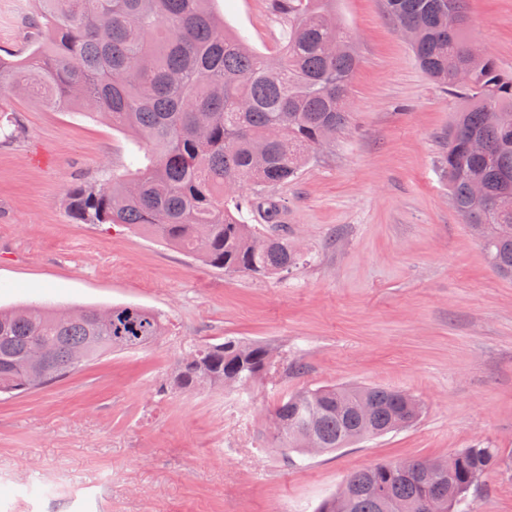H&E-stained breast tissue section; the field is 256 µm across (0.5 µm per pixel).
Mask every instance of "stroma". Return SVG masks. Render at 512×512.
Masks as SVG:
<instances>
[{
	"label": "stroma",
	"instance_id": "obj_1",
	"mask_svg": "<svg viewBox=\"0 0 512 512\" xmlns=\"http://www.w3.org/2000/svg\"><path fill=\"white\" fill-rule=\"evenodd\" d=\"M271 0H216L226 29L265 55L284 24ZM34 0H0V57L27 55ZM476 42L512 73V0H469ZM360 64L350 123L260 224L303 261L270 278L224 272L120 224H79L73 186L124 173L129 133L99 115L0 95V307L134 305L165 333L70 377L0 396V512H316L379 462L444 458L476 443L512 453V279L448 201L442 157L458 99L428 79L383 0H337ZM233 338L275 353L231 391H162L185 343ZM380 385L419 399L414 425L300 455L268 430L284 396ZM470 512H512V480L487 472Z\"/></svg>",
	"mask_w": 512,
	"mask_h": 512
}]
</instances>
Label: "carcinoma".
I'll return each instance as SVG.
<instances>
[{
    "label": "carcinoma",
    "mask_w": 512,
    "mask_h": 512,
    "mask_svg": "<svg viewBox=\"0 0 512 512\" xmlns=\"http://www.w3.org/2000/svg\"><path fill=\"white\" fill-rule=\"evenodd\" d=\"M214 0H38L26 19L39 33L28 56L0 58V76L35 103L56 111L78 107L105 115L147 148L133 155L131 173L68 191L79 224H125L198 256L228 273L268 277L287 273L302 256L286 237L260 236L245 223L233 196L243 183L260 194L257 208L275 223L282 205L263 192L296 179L323 142L344 130L346 103L358 56L336 28V0H271L288 23L279 50L263 55L224 29ZM466 0H384L397 28L413 26L410 47L420 68L461 106L448 128L443 172L455 212L483 243L491 267L512 276V237L491 230L512 225V73L488 52L470 53ZM460 26L448 33V13ZM480 138L481 152L471 150ZM483 184L492 204H479ZM165 333L157 312L134 305L57 310L0 308V393L18 395L68 378L114 351H137ZM50 349L51 366L29 358ZM264 344L191 343L162 391L238 388L270 366ZM371 413H361L363 402ZM424 407L386 387L327 385L281 399L270 410L283 430L277 439L303 454L314 439L323 452L414 424ZM449 478L435 460L381 462L350 473L340 493L318 512H411L438 496L457 512L489 470L512 473V455L477 443L455 453Z\"/></svg>",
    "instance_id": "carcinoma-1"
}]
</instances>
